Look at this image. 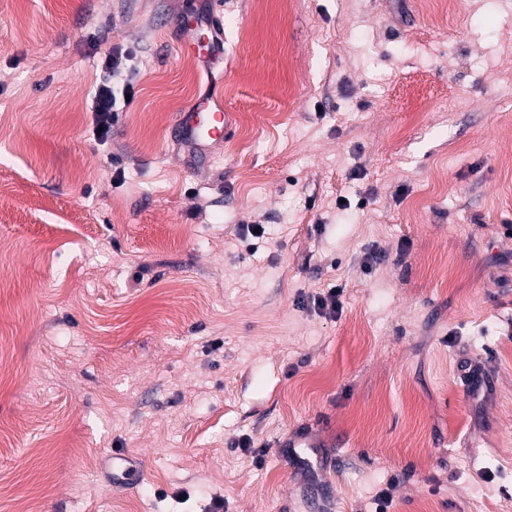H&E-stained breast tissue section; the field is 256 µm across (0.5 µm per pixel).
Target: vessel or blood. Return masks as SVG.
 Returning a JSON list of instances; mask_svg holds the SVG:
<instances>
[{
  "label": "vessel or blood",
  "mask_w": 512,
  "mask_h": 512,
  "mask_svg": "<svg viewBox=\"0 0 512 512\" xmlns=\"http://www.w3.org/2000/svg\"><path fill=\"white\" fill-rule=\"evenodd\" d=\"M228 126V115L222 105L213 106L207 101L196 100L189 102L179 113L174 134L206 157L212 154L215 147L223 144Z\"/></svg>",
  "instance_id": "b4317fda"
}]
</instances>
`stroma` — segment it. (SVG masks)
<instances>
[{"label":"stroma","mask_w":512,"mask_h":512,"mask_svg":"<svg viewBox=\"0 0 512 512\" xmlns=\"http://www.w3.org/2000/svg\"><path fill=\"white\" fill-rule=\"evenodd\" d=\"M0 185V512H512V0H0ZM123 55L106 57L102 74L91 96L90 112H93L94 134L100 140H107L116 112H120L132 97V84L125 79L126 61ZM126 94L130 95L126 101ZM102 126V131H99ZM228 126V115L221 104L211 106L205 100H191L178 114L174 134L200 155L210 157L214 148L224 143ZM109 459L112 465V480L117 484H128V481L139 472V468L124 454L112 452ZM118 469L121 470L120 474L117 473Z\"/></svg>","instance_id":"1"}]
</instances>
